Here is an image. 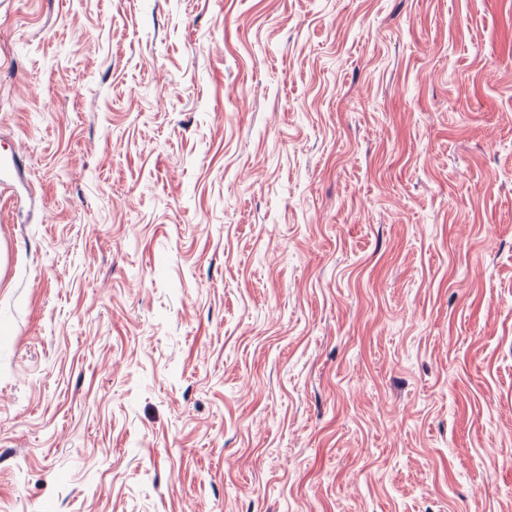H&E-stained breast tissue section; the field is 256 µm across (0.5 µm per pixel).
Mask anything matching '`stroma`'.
Returning a JSON list of instances; mask_svg holds the SVG:
<instances>
[{
	"mask_svg": "<svg viewBox=\"0 0 512 512\" xmlns=\"http://www.w3.org/2000/svg\"><path fill=\"white\" fill-rule=\"evenodd\" d=\"M0 512H512V0H0Z\"/></svg>",
	"mask_w": 512,
	"mask_h": 512,
	"instance_id": "obj_1",
	"label": "stroma"
}]
</instances>
